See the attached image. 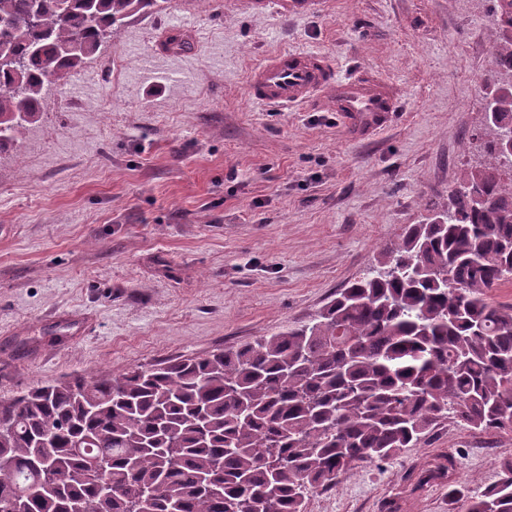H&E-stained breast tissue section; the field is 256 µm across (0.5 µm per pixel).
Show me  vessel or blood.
Returning <instances> with one entry per match:
<instances>
[{"label": "vessel or blood", "instance_id": "1", "mask_svg": "<svg viewBox=\"0 0 512 512\" xmlns=\"http://www.w3.org/2000/svg\"><path fill=\"white\" fill-rule=\"evenodd\" d=\"M248 95L271 106L314 103L344 119L363 118L374 124L395 109L385 83L339 79L327 56L300 51L278 53L253 70Z\"/></svg>", "mask_w": 512, "mask_h": 512}]
</instances>
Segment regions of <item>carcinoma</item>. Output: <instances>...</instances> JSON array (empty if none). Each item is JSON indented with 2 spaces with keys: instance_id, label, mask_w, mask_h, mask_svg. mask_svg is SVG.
I'll use <instances>...</instances> for the list:
<instances>
[{
  "instance_id": "obj_1",
  "label": "carcinoma",
  "mask_w": 512,
  "mask_h": 512,
  "mask_svg": "<svg viewBox=\"0 0 512 512\" xmlns=\"http://www.w3.org/2000/svg\"><path fill=\"white\" fill-rule=\"evenodd\" d=\"M169 0H0V152L52 85L129 19ZM483 161L312 320L204 357L36 385L0 402V512H304L361 462L414 448L442 419L512 431V0H492ZM447 455L409 474L468 512H512Z\"/></svg>"
}]
</instances>
